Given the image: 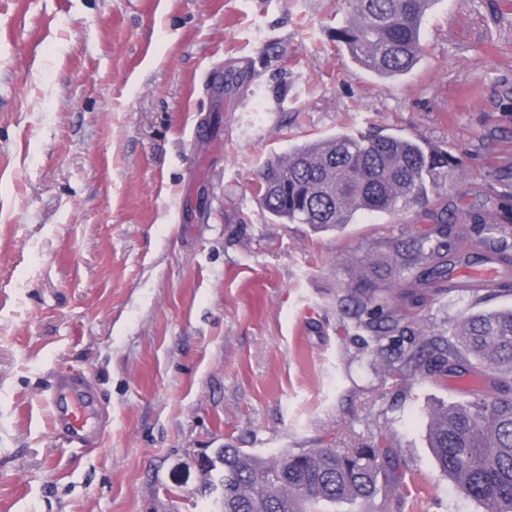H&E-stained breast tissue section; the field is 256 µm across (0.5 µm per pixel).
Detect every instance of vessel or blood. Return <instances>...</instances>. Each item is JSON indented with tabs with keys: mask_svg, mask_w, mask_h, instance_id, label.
I'll use <instances>...</instances> for the list:
<instances>
[{
	"mask_svg": "<svg viewBox=\"0 0 512 512\" xmlns=\"http://www.w3.org/2000/svg\"><path fill=\"white\" fill-rule=\"evenodd\" d=\"M91 396L87 377L78 375L59 380L49 398L52 428L72 445L82 446L99 436Z\"/></svg>",
	"mask_w": 512,
	"mask_h": 512,
	"instance_id": "obj_1",
	"label": "vessel or blood"
}]
</instances>
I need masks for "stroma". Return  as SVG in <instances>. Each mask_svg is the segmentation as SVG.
Segmentation results:
<instances>
[{
  "label": "stroma",
  "instance_id": "obj_1",
  "mask_svg": "<svg viewBox=\"0 0 512 512\" xmlns=\"http://www.w3.org/2000/svg\"><path fill=\"white\" fill-rule=\"evenodd\" d=\"M345 0H0V512H215L193 453L350 448L384 425L402 512H479L441 477L427 411L341 310L421 208L341 231L273 220L263 163L378 127L461 155L448 220L512 210V0H436L426 53L383 81L331 32ZM90 379L102 434L49 424ZM86 376L59 380L49 398L51 425L70 444L83 446L99 436Z\"/></svg>",
  "mask_w": 512,
  "mask_h": 512
}]
</instances>
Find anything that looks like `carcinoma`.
Here are the masks:
<instances>
[{"instance_id":"cac0c4a2","label":"carcinoma","mask_w":512,"mask_h":512,"mask_svg":"<svg viewBox=\"0 0 512 512\" xmlns=\"http://www.w3.org/2000/svg\"><path fill=\"white\" fill-rule=\"evenodd\" d=\"M434 0H348L351 19L334 40L379 78L409 74L424 55L422 21ZM461 156L382 130L339 133L296 145L264 165L257 194L272 217L316 230L342 229L358 213L429 210L434 226L389 243L396 278L382 288L364 275L340 299L358 327L371 334L373 353L396 334L419 337V347L387 362L392 374L444 378L475 374L492 392L430 412L428 442L441 475L480 507L512 512V308L462 316L452 335L421 323L419 308L483 287L453 288L458 266L492 264L501 286L512 284V220L448 232L441 189L462 175ZM202 487L222 490V512H325L343 502L369 504L381 491L402 493L404 473L388 442L361 448H290L275 461L243 448H220Z\"/></svg>"}]
</instances>
